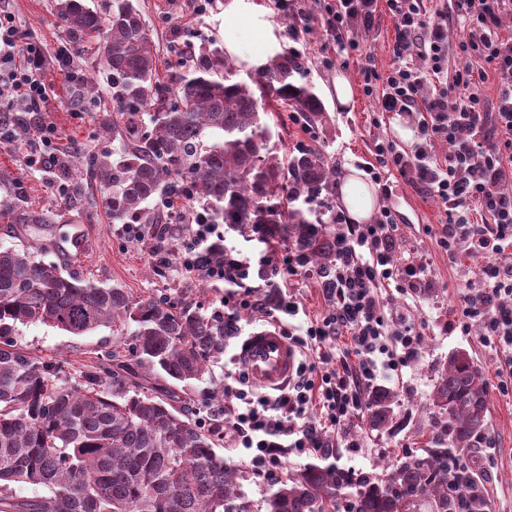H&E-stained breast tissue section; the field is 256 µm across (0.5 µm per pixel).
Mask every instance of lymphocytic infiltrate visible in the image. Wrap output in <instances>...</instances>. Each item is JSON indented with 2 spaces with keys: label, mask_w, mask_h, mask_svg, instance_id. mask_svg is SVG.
Instances as JSON below:
<instances>
[{
  "label": "lymphocytic infiltrate",
  "mask_w": 512,
  "mask_h": 512,
  "mask_svg": "<svg viewBox=\"0 0 512 512\" xmlns=\"http://www.w3.org/2000/svg\"><path fill=\"white\" fill-rule=\"evenodd\" d=\"M396 30L394 53L398 64L386 76L364 71L365 95H377L382 111L415 116L421 135L411 150L393 144L376 146L373 178L395 169L401 176L423 185L448 214L440 232V243L448 250L464 246L473 255L490 259L512 245V193L500 188L506 165H512V38L493 35L490 25L498 15L512 13V0H455L459 17L470 21L466 44L498 75L501 96L496 112H481L474 88V71L457 72L459 100H449L440 85L448 73V16H428L422 0H387ZM375 0H336L326 12L325 23L338 49L353 46L349 33L353 24L370 26ZM418 49L422 66L407 63L410 49ZM44 57L34 48L19 50L17 28L11 13L0 9V103L21 100L36 106L49 95L41 79ZM494 138L495 147L484 148L482 138ZM448 142L443 160H432L429 146L434 140ZM489 216L486 224L469 220L471 205ZM195 227L182 244V267L190 274L223 283L224 321L231 338L241 335L243 315L260 310L250 281L251 260L227 249L215 257L203 246L220 237L218 225L196 213ZM397 226L390 211H383L373 224H344L336 236V268L328 273L324 287L335 304L333 313L312 322L304 333L295 326L281 333L296 346L319 350L318 363L299 366L286 391L276 397H252L244 389V377L225 382L224 416L230 423L234 446L249 458L253 470L278 482L286 450L310 455L327 447L326 430L346 433L354 418L367 410V392L377 378L399 372L416 354L421 333L402 326L394 341H387V320L376 290L382 281H394L400 290L420 291L425 267L409 263L394 265ZM463 321L484 324V339L502 350L506 358L499 368L501 378L512 380V267L493 264L482 267L466 294ZM353 333L357 365L346 357L322 353L321 344ZM318 404L319 422L306 420L309 404ZM298 419L294 428L284 418Z\"/></svg>",
  "instance_id": "lymphocytic-infiltrate-1"
}]
</instances>
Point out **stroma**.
Instances as JSON below:
<instances>
[{
    "instance_id": "stroma-1",
    "label": "stroma",
    "mask_w": 512,
    "mask_h": 512,
    "mask_svg": "<svg viewBox=\"0 0 512 512\" xmlns=\"http://www.w3.org/2000/svg\"><path fill=\"white\" fill-rule=\"evenodd\" d=\"M224 2L209 0L200 7L198 0H139L142 13L153 31L160 59L173 63L178 59L176 45L196 41L198 35L223 41ZM269 10L280 29L284 49L298 48L306 56L308 81L321 89L336 73H344L354 89L353 103L337 108L324 101L327 116L324 127L306 130L302 123L281 112L270 119L279 156L295 152L300 145L323 148L337 176L348 169L366 170L375 161V145L389 140L397 149H405L392 128L393 115L383 113L377 98L363 92V71L372 67L387 74L395 64L393 54L396 31L386 0H377L370 28L354 30L355 48L337 51L324 23L327 8L336 0H288L287 10H280L277 0H259ZM428 15L448 13V69L456 71L473 65V57L459 48L467 30L456 11L447 10L444 0H424ZM0 8L15 18L21 45L39 48L46 64L42 72L49 87L47 103L31 110L33 133L20 141L0 138V196L23 201L31 209L50 217L58 233L79 225L84 240L80 254H67L53 247L44 261L61 263L78 276L99 285H118L142 298H160L187 303L209 313L220 308L224 286L203 278H192L181 267L179 249L187 227L175 224L165 242L164 258L154 257L152 239L132 240L121 232L122 225L111 220L106 196L90 181L92 162L111 154L112 137L103 130L105 110L112 105V88L103 84L99 99L85 110L70 108L72 84L58 56L67 48V39L58 26L55 0H0ZM315 19L310 29H303L304 15ZM53 126L58 134L57 151L75 161L77 171L69 179L58 175L55 163L32 168L26 163L30 153L40 150L37 134L42 125ZM390 195L379 205L391 210L397 224L395 263H423L427 287L420 293H402L397 288H382L379 299L390 328L418 324L425 331L417 356L403 367L399 378L385 381V388L396 397L394 417L384 428L374 429L369 417L354 419L348 426L353 448H337L339 465L358 471L374 472L380 466L397 463L419 448L433 447L435 429L442 422L434 407L431 392L449 353L466 350L480 367L489 391V426L487 438L479 448L465 452L464 462L474 466L486 481L491 502L490 512H512V387L501 390L497 368L499 352L483 340V326L470 323L461 328L460 309L476 271L485 263L483 257L448 251L438 243L439 230L448 217L443 206L415 182L391 173ZM255 295L264 308L242 322L244 334L266 328L269 317L277 315L280 302L297 303V322L320 319L332 309V302L318 280L304 272L289 276L287 286L257 288ZM15 344L38 354L56 358L66 366H79L92 357L111 350L116 338L111 329L102 327L81 336L45 325H21L12 336ZM240 341L224 346L223 357L212 366L210 375L196 382L191 407L199 419L216 417L222 406L214 394L222 393L225 377L237 371Z\"/></svg>"
}]
</instances>
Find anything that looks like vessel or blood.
Wrapping results in <instances>:
<instances>
[{"instance_id": "obj_1", "label": "vessel or blood", "mask_w": 512, "mask_h": 512, "mask_svg": "<svg viewBox=\"0 0 512 512\" xmlns=\"http://www.w3.org/2000/svg\"><path fill=\"white\" fill-rule=\"evenodd\" d=\"M241 363L255 387L272 391L282 388L296 370V352L274 329H262L247 337Z\"/></svg>"}]
</instances>
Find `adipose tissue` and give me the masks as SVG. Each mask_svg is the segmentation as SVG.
I'll return each mask as SVG.
<instances>
[{
    "instance_id": "adipose-tissue-1",
    "label": "adipose tissue",
    "mask_w": 512,
    "mask_h": 512,
    "mask_svg": "<svg viewBox=\"0 0 512 512\" xmlns=\"http://www.w3.org/2000/svg\"><path fill=\"white\" fill-rule=\"evenodd\" d=\"M224 50L239 67L256 70L280 53L277 30L268 11L256 0H226ZM340 204L350 222L369 223L377 210V193L360 171L350 170L337 186Z\"/></svg>"
}]
</instances>
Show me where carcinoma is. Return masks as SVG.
Returning a JSON list of instances; mask_svg holds the SVG:
<instances>
[{"instance_id": "1", "label": "carcinoma", "mask_w": 512, "mask_h": 512, "mask_svg": "<svg viewBox=\"0 0 512 512\" xmlns=\"http://www.w3.org/2000/svg\"><path fill=\"white\" fill-rule=\"evenodd\" d=\"M57 21L70 54L99 51L112 79V120L121 144L100 158L96 175L112 185V219H136L145 204L189 190L210 223L224 224L264 244L283 240L327 271L336 261L331 205L336 170L316 146L283 160L270 147L269 109L322 121L324 106L302 81L303 56L271 58L254 77L209 43L188 50L190 62L159 72L152 33L137 0H112L101 13L83 0H56ZM98 93L85 74L69 105L83 108ZM148 117V127L137 124ZM29 133L27 117L0 112V126ZM33 224L38 239L54 240L44 214L0 200V220ZM19 324H44L73 335L108 327L118 342L79 370L8 340ZM224 317L189 305L133 298L45 264L29 246L0 248V512H251L242 471L215 451L224 421L204 425L189 405H174L147 386L162 379L186 392L224 355ZM394 393L368 394L371 425L394 416ZM446 415L434 448L406 454L382 473L355 475L330 460L310 463L280 480L266 512H489L487 490L461 454L485 438L488 387L470 355L448 356L432 392ZM47 495L27 501L13 486Z\"/></svg>"}]
</instances>
